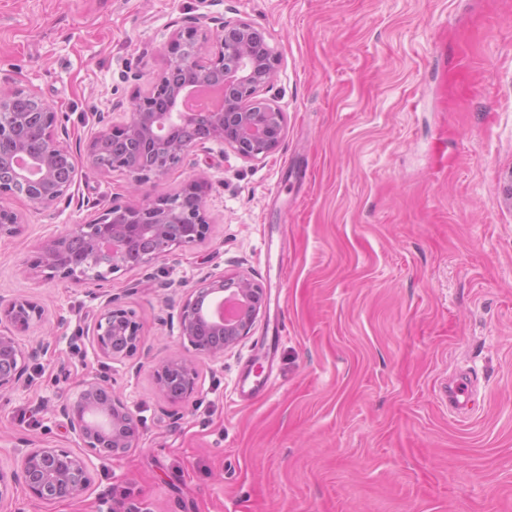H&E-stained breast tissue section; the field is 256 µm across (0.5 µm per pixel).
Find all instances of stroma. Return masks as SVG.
Listing matches in <instances>:
<instances>
[{
  "label": "stroma",
  "mask_w": 512,
  "mask_h": 512,
  "mask_svg": "<svg viewBox=\"0 0 512 512\" xmlns=\"http://www.w3.org/2000/svg\"><path fill=\"white\" fill-rule=\"evenodd\" d=\"M241 18L280 58L271 92L284 137L261 162L196 150L129 193L87 168L102 112L127 110L165 65L185 18ZM54 106L77 167L71 204L0 240V295L28 296L50 343L0 393V468L29 444L75 448L59 401L100 378L137 418L136 448L97 462L77 498L20 512H512V0H0V86ZM205 177L210 230L144 269L114 273L141 347L93 346L99 301L36 267L41 244L112 202L152 200ZM250 275L267 308L250 334L203 358L170 404L154 369L182 353L180 308L201 277ZM280 321L274 383H234ZM464 369L457 421L441 382Z\"/></svg>",
  "instance_id": "stroma-1"
}]
</instances>
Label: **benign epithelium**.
<instances>
[{
  "label": "benign epithelium",
  "instance_id": "benign-epithelium-1",
  "mask_svg": "<svg viewBox=\"0 0 512 512\" xmlns=\"http://www.w3.org/2000/svg\"><path fill=\"white\" fill-rule=\"evenodd\" d=\"M211 63L224 69L223 110L190 112L183 100L210 82L206 67ZM278 70L277 53L254 24L236 18L212 30L207 15L189 18L176 32L164 69L146 91L136 93L129 111L99 116L100 128L87 148L89 167L124 173L135 191L207 143L227 147L248 161H262L283 138V110L272 98L257 100L273 88ZM18 95L40 105L31 122L41 149L31 155L15 139L12 113H0V156L8 153L22 161L18 169L0 173V196L14 195L23 185L32 207L47 210L69 201L77 171L50 183L53 162L61 156L72 157L57 134V112L37 94L18 87L0 91V106ZM116 136L149 152L154 163L146 168L128 167L115 153L111 167L101 165L98 147ZM22 226L21 216L0 205V239L19 235ZM209 229L205 201L193 180L174 195L137 204L114 202L93 220L70 225L66 233L42 244L38 265L54 277L83 285L91 298L104 299L93 343L101 357L122 359L139 349L140 323L134 311L115 304L105 290L112 274L164 260L204 239ZM217 285L223 291H235V300L241 304L237 316L227 323L221 319L224 306L215 312L206 306ZM264 304V289L244 275L202 279L179 312V336L187 354L167 358L154 371L161 395L171 404L186 400L197 387V358L223 359L224 352L249 335ZM45 317L44 306L32 298L0 295L1 393L16 389L23 379L32 353L22 343V335ZM55 412L66 420L81 451L34 447L26 449L19 460L30 497L46 504L76 498L92 483L93 459L120 456L137 447L140 438L138 421L125 400L95 379L84 381L76 399L60 402Z\"/></svg>",
  "mask_w": 512,
  "mask_h": 512
}]
</instances>
